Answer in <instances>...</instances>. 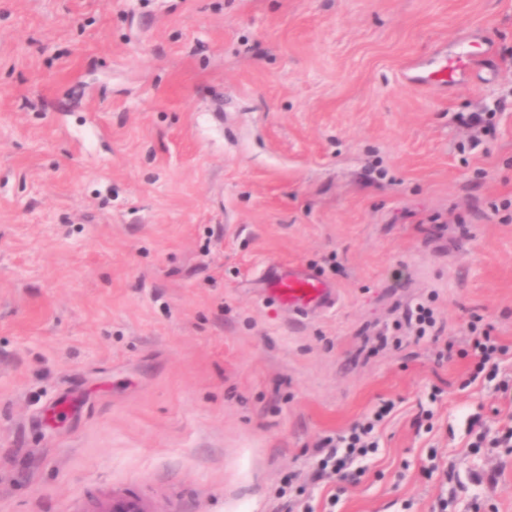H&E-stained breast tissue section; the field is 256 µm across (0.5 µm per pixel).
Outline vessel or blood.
<instances>
[{
    "instance_id": "b4317fda",
    "label": "vessel or blood",
    "mask_w": 512,
    "mask_h": 512,
    "mask_svg": "<svg viewBox=\"0 0 512 512\" xmlns=\"http://www.w3.org/2000/svg\"><path fill=\"white\" fill-rule=\"evenodd\" d=\"M472 60L469 44L463 41L444 63L438 64L436 72L444 83H463L467 80ZM264 296L273 304L300 317L313 310L324 311L334 307L339 292L306 268L272 267L267 271Z\"/></svg>"
}]
</instances>
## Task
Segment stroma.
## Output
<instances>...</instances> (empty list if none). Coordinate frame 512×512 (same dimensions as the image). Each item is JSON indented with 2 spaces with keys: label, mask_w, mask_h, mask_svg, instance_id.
Masks as SVG:
<instances>
[{
  "label": "stroma",
  "mask_w": 512,
  "mask_h": 512,
  "mask_svg": "<svg viewBox=\"0 0 512 512\" xmlns=\"http://www.w3.org/2000/svg\"><path fill=\"white\" fill-rule=\"evenodd\" d=\"M474 35L494 69L419 83ZM273 264L339 305L291 319ZM475 320L512 377V0H0V512H281L291 473L314 512H512L471 446L512 390L446 353ZM493 114L490 112H472L468 116H462V124L469 130L471 143L474 146L479 145L481 137L486 136L492 124L490 119ZM394 404L384 401L362 421L354 423L349 430L339 436L336 447L328 448L321 458L319 477L332 478L349 468L356 459L368 456L377 450L374 431L393 411ZM337 448H342L341 453ZM330 465V472L328 467ZM146 507V503L141 498L122 495L106 502L102 512H147Z\"/></svg>",
  "instance_id": "obj_1"
}]
</instances>
